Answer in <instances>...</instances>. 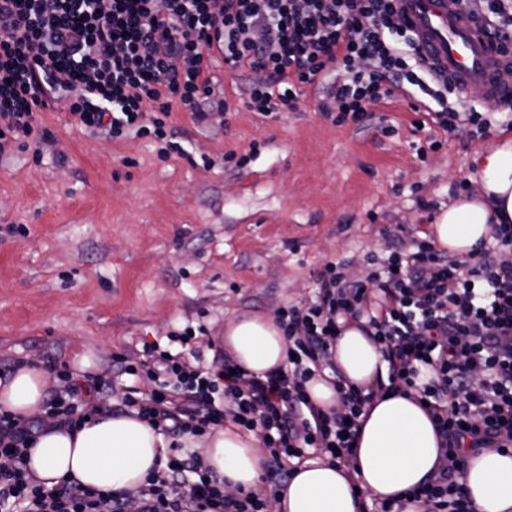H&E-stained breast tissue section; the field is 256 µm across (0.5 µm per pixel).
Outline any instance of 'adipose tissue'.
I'll use <instances>...</instances> for the list:
<instances>
[{
    "mask_svg": "<svg viewBox=\"0 0 512 512\" xmlns=\"http://www.w3.org/2000/svg\"><path fill=\"white\" fill-rule=\"evenodd\" d=\"M512 223V138L487 152L479 164V192L462 196L431 226L439 249L476 254L491 241V227ZM224 346L249 374L264 376L288 366L281 328L270 317H238L224 327ZM342 374L368 401L357 419L355 453L348 464L306 460L278 493L274 512H363L353 486L381 499L401 500L419 512L408 494L435 471L440 437L415 394H384L389 363L379 345L358 327L346 328L333 347ZM47 373L25 366L0 382V409L26 419L43 409ZM187 450L203 448L208 475L231 493L258 491L265 457L254 434L218 428L204 441L185 435ZM28 468L44 488L73 479L81 485L123 490L143 484L165 467L170 443L134 415L98 411L72 428L48 421L35 436ZM477 512H512V449L466 455L458 478Z\"/></svg>",
    "mask_w": 512,
    "mask_h": 512,
    "instance_id": "1",
    "label": "adipose tissue"
}]
</instances>
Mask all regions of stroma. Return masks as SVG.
Returning <instances> with one entry per match:
<instances>
[{
	"instance_id": "obj_1",
	"label": "stroma",
	"mask_w": 512,
	"mask_h": 512,
	"mask_svg": "<svg viewBox=\"0 0 512 512\" xmlns=\"http://www.w3.org/2000/svg\"><path fill=\"white\" fill-rule=\"evenodd\" d=\"M217 75L222 119L198 125L177 106L167 120L185 155L90 133L61 100L36 118L53 147L0 158V372L45 368L52 390L59 372L103 377L113 355L188 325L212 359L226 319L275 316L312 297L328 265L358 279L398 240L429 238L460 184L476 185L475 157L512 137L442 129L406 94L361 125L324 116L310 87L264 117L239 93L255 71Z\"/></svg>"
}]
</instances>
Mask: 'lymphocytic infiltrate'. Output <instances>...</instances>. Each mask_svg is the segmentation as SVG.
<instances>
[{
  "mask_svg": "<svg viewBox=\"0 0 512 512\" xmlns=\"http://www.w3.org/2000/svg\"><path fill=\"white\" fill-rule=\"evenodd\" d=\"M491 16L497 47L512 44V0H469ZM394 0H0V157L27 138L53 146L35 112L66 100L76 125L107 138L168 136L174 106L206 122L226 112L213 70L262 72L244 90L251 111L294 108L307 87L321 110L358 123L405 86L442 102L431 120L484 132L485 113L444 105L447 79L420 59ZM495 247L476 260L399 242L384 264L354 280L329 265L307 303L278 309L287 369L266 377L235 370L222 352L204 363L153 346L115 359L117 375L153 384L128 389L123 413L137 412L162 433L203 435L229 425L259 435L269 458L268 492L229 493L209 480L201 455L170 456L141 486L101 490L63 482L47 490L30 474L32 433L0 411V512H269L308 450L348 462L350 434L366 401L341 388V407L324 413L304 384L333 368L329 349L340 320L364 322L389 363V386L417 390L434 418L443 452L436 472L413 492L422 512H476L457 478L467 450L512 448V224L493 227ZM432 376L418 384L419 367ZM190 478L187 491L180 479Z\"/></svg>",
  "mask_w": 512,
  "mask_h": 512,
  "instance_id": "obj_1",
  "label": "lymphocytic infiltrate"
}]
</instances>
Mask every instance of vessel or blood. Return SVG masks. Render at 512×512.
Instances as JSON below:
<instances>
[{"instance_id":"b4317fda","label":"vessel or blood","mask_w":512,"mask_h":512,"mask_svg":"<svg viewBox=\"0 0 512 512\" xmlns=\"http://www.w3.org/2000/svg\"><path fill=\"white\" fill-rule=\"evenodd\" d=\"M396 6L422 54L459 95L480 89L491 110L512 99V58L493 48L461 0H396Z\"/></svg>"}]
</instances>
